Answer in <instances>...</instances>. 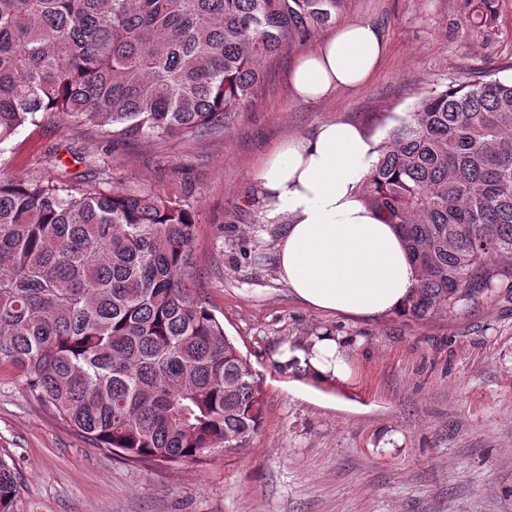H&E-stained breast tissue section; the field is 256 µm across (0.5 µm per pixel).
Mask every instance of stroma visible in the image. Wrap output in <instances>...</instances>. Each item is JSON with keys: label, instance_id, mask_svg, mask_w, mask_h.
I'll use <instances>...</instances> for the list:
<instances>
[{"label": "stroma", "instance_id": "stroma-1", "mask_svg": "<svg viewBox=\"0 0 512 512\" xmlns=\"http://www.w3.org/2000/svg\"><path fill=\"white\" fill-rule=\"evenodd\" d=\"M473 32L462 0H343L338 21L378 27L386 56L371 83L300 101L288 71L308 43L264 65L248 106L196 139L117 141L111 126L38 114L0 144V172L92 178L161 191L196 214L192 286L257 371L265 398L246 450L200 465L133 464L91 448L28 397L0 364V457L17 472L13 512H512V294L454 317L353 318L306 306L281 281V227L264 223L256 174L285 139L329 120L386 141L419 94L491 72L512 81V0ZM343 336L350 377L322 387L279 365L283 347Z\"/></svg>", "mask_w": 512, "mask_h": 512}]
</instances>
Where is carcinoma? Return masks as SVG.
I'll return each mask as SVG.
<instances>
[{
    "mask_svg": "<svg viewBox=\"0 0 512 512\" xmlns=\"http://www.w3.org/2000/svg\"><path fill=\"white\" fill-rule=\"evenodd\" d=\"M476 31L497 0H463ZM339 0H0V144L40 112L112 135L197 138L226 126L285 45ZM421 277L403 314L453 316L512 291V82L421 95L362 184ZM195 218L161 191L0 173V363L89 446L200 465L249 447L256 370L189 288ZM15 468L0 458V512Z\"/></svg>",
    "mask_w": 512,
    "mask_h": 512,
    "instance_id": "cac0c4a2",
    "label": "carcinoma"
}]
</instances>
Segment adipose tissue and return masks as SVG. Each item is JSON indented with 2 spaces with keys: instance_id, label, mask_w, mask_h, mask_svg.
<instances>
[{
  "instance_id": "ef3b65f1",
  "label": "adipose tissue",
  "mask_w": 512,
  "mask_h": 512,
  "mask_svg": "<svg viewBox=\"0 0 512 512\" xmlns=\"http://www.w3.org/2000/svg\"><path fill=\"white\" fill-rule=\"evenodd\" d=\"M385 51L373 25L338 24L293 64L292 94L313 101L364 87ZM377 160L378 141L364 126L331 120L289 138L261 164L256 180L264 218L282 227L279 275L310 307L350 316L395 314L420 278L396 226L362 197L361 183ZM277 360L323 386L350 375L344 340L330 334L282 348Z\"/></svg>"
}]
</instances>
